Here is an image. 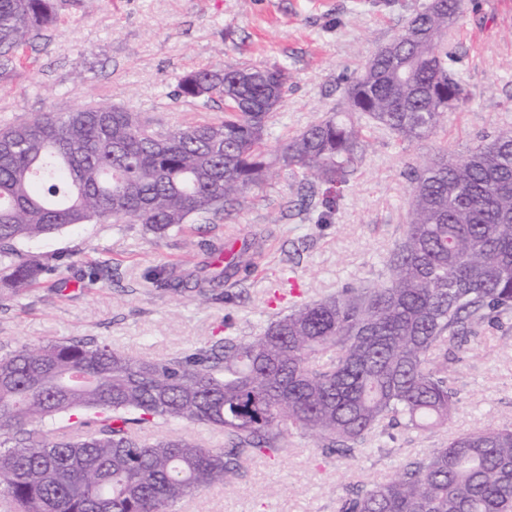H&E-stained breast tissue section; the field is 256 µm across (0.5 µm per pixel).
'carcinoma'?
I'll list each match as a JSON object with an SVG mask.
<instances>
[{"mask_svg":"<svg viewBox=\"0 0 512 512\" xmlns=\"http://www.w3.org/2000/svg\"><path fill=\"white\" fill-rule=\"evenodd\" d=\"M468 0H435L344 88L347 109L267 153L284 98L282 67L185 75L179 95L219 98L224 117L170 130L119 106L37 113L0 128V286L19 300L56 269L16 244L72 224H140L162 236L194 217L231 220L272 169L308 184L347 181L365 126L402 144L431 136L465 103L454 29ZM57 0H0V70ZM403 237L375 287L347 285L276 314L255 336H224L172 357L135 359L94 338L0 355V512H171L239 476L256 455L303 433L349 457L389 427L448 422L467 337L512 322V127L462 158L443 150L409 167ZM250 246L155 271L156 289L201 305L232 296ZM224 434L209 448L158 425ZM338 512H512V429L484 428L357 489Z\"/></svg>","mask_w":512,"mask_h":512,"instance_id":"cac0c4a2","label":"carcinoma"}]
</instances>
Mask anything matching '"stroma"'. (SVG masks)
Returning a JSON list of instances; mask_svg holds the SVG:
<instances>
[{"instance_id": "obj_1", "label": "stroma", "mask_w": 512, "mask_h": 512, "mask_svg": "<svg viewBox=\"0 0 512 512\" xmlns=\"http://www.w3.org/2000/svg\"><path fill=\"white\" fill-rule=\"evenodd\" d=\"M430 0H59L58 20L0 74V125L87 102L120 105L163 128L218 115L222 105L187 101L181 77L242 63L286 68L288 91L270 146L343 107L347 82ZM468 97L432 137L405 145L368 132L347 183L298 206L301 175L280 171L234 220L191 218L156 236L138 224H80L21 251L66 254V263L20 300L0 301V348L94 337L136 358L163 359L232 333L253 336L276 312L357 282H382L384 260L404 230L409 166L437 148L465 156L482 137L512 125V0H475L453 35ZM279 223H271V216ZM260 239L262 257L234 304L200 305L155 291L147 271L202 258L207 240ZM106 262L112 277L84 275ZM457 404L446 427L387 429L354 457L302 434L287 452L249 461L238 479L186 498L174 512H338L353 489L391 479L407 459L489 425L512 428V327L469 337L454 366Z\"/></svg>"}]
</instances>
